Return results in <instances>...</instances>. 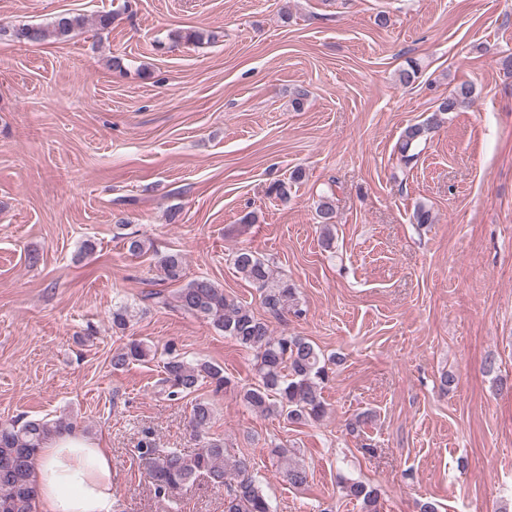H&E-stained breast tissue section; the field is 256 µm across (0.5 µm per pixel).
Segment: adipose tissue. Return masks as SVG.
Instances as JSON below:
<instances>
[{"mask_svg":"<svg viewBox=\"0 0 512 512\" xmlns=\"http://www.w3.org/2000/svg\"><path fill=\"white\" fill-rule=\"evenodd\" d=\"M33 479L38 512H112V456L81 432L47 441Z\"/></svg>","mask_w":512,"mask_h":512,"instance_id":"adipose-tissue-1","label":"adipose tissue"}]
</instances>
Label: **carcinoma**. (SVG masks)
<instances>
[{"mask_svg": "<svg viewBox=\"0 0 512 512\" xmlns=\"http://www.w3.org/2000/svg\"><path fill=\"white\" fill-rule=\"evenodd\" d=\"M83 26V17L63 14L57 17L50 29L30 25L0 28V37L33 44L51 36L64 39ZM473 94V86L462 83L450 95L440 99L426 122L407 126L398 146L400 160L409 164L415 158L413 150L427 139L432 129L440 126L442 115L456 111L469 102ZM316 215L323 229L321 243L328 248L332 241L330 228L336 218L334 194L320 196ZM155 257L162 280L177 283L184 279L185 261L181 254L157 252ZM232 264L243 279L259 288L261 303L270 315L279 319L286 313L296 316L303 313L294 285L275 276L269 263L254 252L238 249L232 256ZM175 302L182 313L206 320L216 330L254 352L257 382L238 391L247 407L264 415L284 416L294 424L319 421L326 415L322 385L329 379L333 361L325 359L310 340L286 333L273 335L267 321L257 317L248 305L226 295L224 289L207 277L191 279L178 288ZM131 317L130 307L115 306L112 309V330H126ZM150 352L151 347L146 342L133 340L113 354L112 366L121 369L133 362L144 361ZM163 368L164 377L156 382V393L169 400L195 392L205 379L217 390L231 385L224 370L208 362L191 363L172 356L164 362ZM213 415L210 402L195 401L191 410L195 431H205ZM74 429V422L66 416L52 422L13 420L0 423V512H36L37 491L32 473L40 451L50 438ZM270 453L276 457L277 465L289 484L294 487L308 484L307 468L293 461L289 449L276 445ZM138 457L158 495H165L204 477L217 487L228 488L224 512H273L259 480L251 471L250 461L243 457L231 465L224 462V442L219 439L204 441L190 454L177 449H159L145 439L138 445ZM342 489L345 496L361 503L363 512H379L380 494L377 489L353 479L343 480Z\"/></svg>", "mask_w": 512, "mask_h": 512, "instance_id": "obj_1", "label": "carcinoma"}]
</instances>
